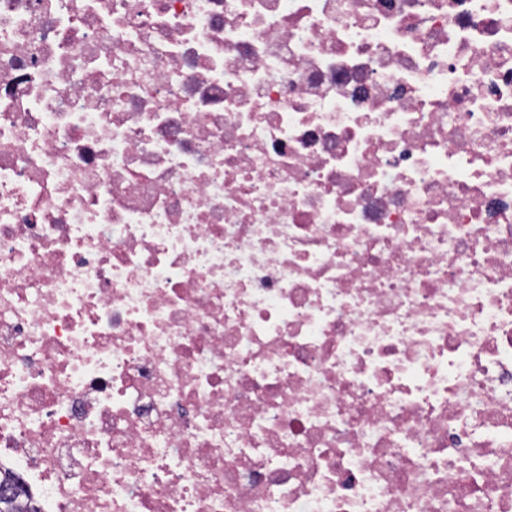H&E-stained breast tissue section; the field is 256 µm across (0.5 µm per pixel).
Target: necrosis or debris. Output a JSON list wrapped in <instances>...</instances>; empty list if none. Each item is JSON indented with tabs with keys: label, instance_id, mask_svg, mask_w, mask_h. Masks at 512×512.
<instances>
[{
	"label": "necrosis or debris",
	"instance_id": "obj_1",
	"mask_svg": "<svg viewBox=\"0 0 512 512\" xmlns=\"http://www.w3.org/2000/svg\"><path fill=\"white\" fill-rule=\"evenodd\" d=\"M3 470L512 512V0H0Z\"/></svg>",
	"mask_w": 512,
	"mask_h": 512
}]
</instances>
